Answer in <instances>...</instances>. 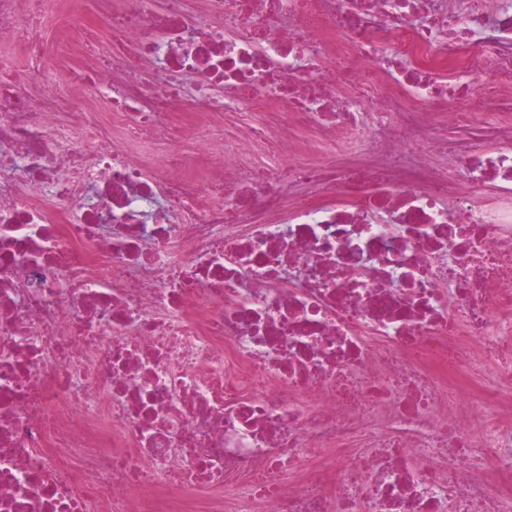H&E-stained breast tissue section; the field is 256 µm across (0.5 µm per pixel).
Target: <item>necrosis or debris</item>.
I'll list each match as a JSON object with an SVG mask.
<instances>
[{"mask_svg": "<svg viewBox=\"0 0 512 512\" xmlns=\"http://www.w3.org/2000/svg\"><path fill=\"white\" fill-rule=\"evenodd\" d=\"M0 44V512H512V0Z\"/></svg>", "mask_w": 512, "mask_h": 512, "instance_id": "4bbe7bcc", "label": "necrosis or debris"}]
</instances>
